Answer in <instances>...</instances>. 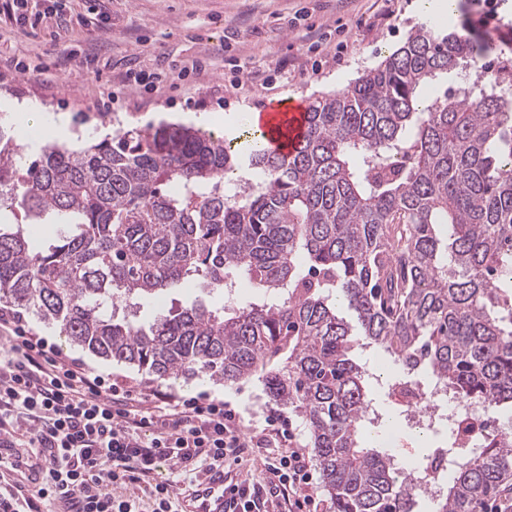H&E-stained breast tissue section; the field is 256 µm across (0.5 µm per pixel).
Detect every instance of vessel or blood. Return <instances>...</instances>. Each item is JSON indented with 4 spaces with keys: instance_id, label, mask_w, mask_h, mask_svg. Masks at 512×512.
Listing matches in <instances>:
<instances>
[{
    "instance_id": "1",
    "label": "vessel or blood",
    "mask_w": 512,
    "mask_h": 512,
    "mask_svg": "<svg viewBox=\"0 0 512 512\" xmlns=\"http://www.w3.org/2000/svg\"><path fill=\"white\" fill-rule=\"evenodd\" d=\"M306 109L304 100L289 96L261 112L259 129L267 149L283 154L292 150L304 130ZM243 480L238 465L213 467L183 494L182 512H239Z\"/></svg>"
}]
</instances>
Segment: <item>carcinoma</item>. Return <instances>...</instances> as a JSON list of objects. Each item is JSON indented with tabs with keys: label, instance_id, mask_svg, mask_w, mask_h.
<instances>
[{
	"label": "carcinoma",
	"instance_id": "obj_1",
	"mask_svg": "<svg viewBox=\"0 0 512 512\" xmlns=\"http://www.w3.org/2000/svg\"><path fill=\"white\" fill-rule=\"evenodd\" d=\"M491 51L415 30L310 102L286 155L248 128L233 143L169 124L27 161L0 124V211L19 218L0 223V302L151 380L261 377L307 426L330 512H417L421 473L361 434L372 399L352 352L397 359L393 388L426 368L460 403L512 409V58L470 80ZM243 167L252 188L226 192ZM242 280L262 298L224 304ZM184 286L206 298L132 314ZM460 426L481 438L433 452L450 475L432 512H480L512 480V426Z\"/></svg>",
	"mask_w": 512,
	"mask_h": 512
}]
</instances>
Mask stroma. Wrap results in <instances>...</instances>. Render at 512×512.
Instances as JSON below:
<instances>
[{
    "label": "stroma",
    "instance_id": "stroma-1",
    "mask_svg": "<svg viewBox=\"0 0 512 512\" xmlns=\"http://www.w3.org/2000/svg\"><path fill=\"white\" fill-rule=\"evenodd\" d=\"M72 6L83 21L68 30L48 24L23 30L0 15V118L10 126L23 118L10 106L16 99L40 119L68 114L83 140L112 134L120 125L163 123L193 125L229 140L265 104L288 96L309 102L344 88L424 23L420 0H73ZM491 12L497 21L482 25L481 17ZM445 28L482 41L511 40L512 0H458ZM88 54L98 57L99 75L81 67ZM194 61L199 68L185 80L153 93L129 89L118 105H101L126 71L158 64L177 70ZM254 68L266 71L269 88L250 89L247 73ZM23 324L63 356L108 376L119 390L182 399L205 393L230 402L246 430L280 415L290 419L300 447L311 445L302 419L271 401L260 378L234 385L207 377L151 380L70 345L32 316H24ZM355 357L373 373L368 386L379 422L368 435L387 437V451L400 461L446 446L448 428L441 424L427 432V447L417 445V430L387 385L402 375L400 363L379 346L356 350Z\"/></svg>",
    "mask_w": 512,
    "mask_h": 512
}]
</instances>
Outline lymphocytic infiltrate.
I'll return each mask as SVG.
<instances>
[{
	"label": "lymphocytic infiltrate",
	"mask_w": 512,
	"mask_h": 512,
	"mask_svg": "<svg viewBox=\"0 0 512 512\" xmlns=\"http://www.w3.org/2000/svg\"><path fill=\"white\" fill-rule=\"evenodd\" d=\"M66 0H0V13L19 26L47 20L67 25ZM9 346L0 354V448L31 449L29 486L0 457V512H136L134 499L112 492L117 484L149 482L155 512H173L180 483L254 449L288 512H319L310 492L309 455L296 447L292 425L268 417L261 432L245 431L224 401L202 394L150 401L120 393L94 368L61 357L45 337L30 333L0 307ZM173 477L152 482L159 464Z\"/></svg>",
	"instance_id": "lymphocytic-infiltrate-1"
}]
</instances>
